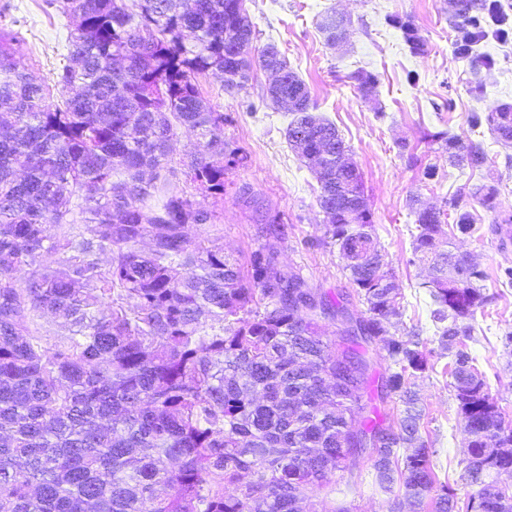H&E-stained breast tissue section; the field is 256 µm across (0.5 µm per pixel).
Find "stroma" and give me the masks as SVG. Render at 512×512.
Instances as JSON below:
<instances>
[{"label": "stroma", "instance_id": "stroma-1", "mask_svg": "<svg viewBox=\"0 0 512 512\" xmlns=\"http://www.w3.org/2000/svg\"><path fill=\"white\" fill-rule=\"evenodd\" d=\"M245 9L256 47L277 48L308 86L314 113L334 123L350 148L372 213L374 240L403 294V313L392 318L389 331L418 335L428 359V370L412 379L411 388L426 409L422 436L434 451L437 483L467 497L475 488L466 472L464 420L450 385L448 354L434 337L431 299L422 287L428 269L413 258L415 217L409 199L417 196L438 208L455 201L472 216V232L451 236L447 249L485 273L488 302L467 345L491 395L512 419V347L504 345L506 333H512V243L499 245L491 230L494 211L475 193L476 186L496 184V211L512 214V143L471 125L472 115L512 104V41L487 36L476 48L488 59L479 68L457 55L454 0H245ZM1 13L27 17L18 50L35 58L38 79L51 80L64 63L65 19L42 12L39 0H0ZM328 13L350 23L341 46H327L318 28ZM395 18L413 24L423 52L410 51L391 24ZM358 70L378 76L374 95L359 91L352 77ZM271 80L260 68L240 89H225L222 77L212 73L199 79L204 99L224 115L227 150L242 158L225 174L223 197L194 192V200L218 217L200 232L216 238L225 255L242 265L252 251L271 247L280 270L299 274L307 288L336 298L352 318L361 319L366 307L325 234L316 177L288 144L292 116L267 96ZM439 132L480 145L487 164L476 171L452 166L445 146L431 139ZM428 168L434 169L433 177H424ZM331 485L337 506L350 512H391L393 496L379 488L365 456L349 457Z\"/></svg>", "mask_w": 512, "mask_h": 512}]
</instances>
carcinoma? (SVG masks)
<instances>
[{
    "mask_svg": "<svg viewBox=\"0 0 512 512\" xmlns=\"http://www.w3.org/2000/svg\"><path fill=\"white\" fill-rule=\"evenodd\" d=\"M457 2L456 51L469 56L486 37V0ZM45 4L73 20L53 84L17 56L20 33L0 28V512H349L308 492L359 452L382 489L398 488L392 512H512V488L496 480L512 473V421L461 341L487 303L485 273L442 249L454 231L470 232V214L447 227L443 210L410 201L477 487L461 500L447 487L434 495L423 412L407 388L427 358L419 341L389 335L399 288L368 206L350 207L364 196L361 175L336 160L348 147L310 113L305 82L275 47L253 46L244 0L183 11L176 0ZM391 23L422 50L412 24ZM320 30L329 46L348 32L331 14ZM257 66L282 76L269 99L289 101L288 143L316 175L326 234L367 306L356 328L331 338L324 328L342 306L281 272L272 251H253L245 274L210 237L190 238L215 214L179 178L224 194V113L198 78L217 72L242 88ZM352 79L375 93L373 74ZM484 121L512 142V104L473 126ZM179 126L199 146L175 165ZM442 139L450 164H487L480 147ZM475 194L496 210L497 186ZM41 312L63 319L50 348L29 325ZM374 342L399 367L381 384L405 404L392 423L356 420Z\"/></svg>",
    "mask_w": 512,
    "mask_h": 512,
    "instance_id": "cac0c4a2",
    "label": "carcinoma"
}]
</instances>
